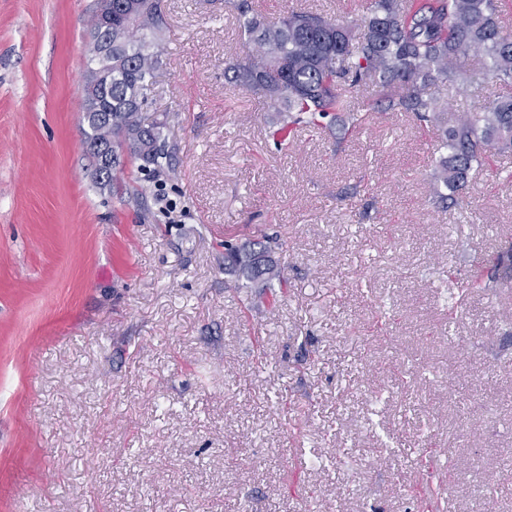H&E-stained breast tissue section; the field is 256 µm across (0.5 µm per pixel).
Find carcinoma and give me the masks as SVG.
<instances>
[{"instance_id": "cac0c4a2", "label": "carcinoma", "mask_w": 512, "mask_h": 512, "mask_svg": "<svg viewBox=\"0 0 512 512\" xmlns=\"http://www.w3.org/2000/svg\"><path fill=\"white\" fill-rule=\"evenodd\" d=\"M512 0H370L359 35L336 19L310 11H291L272 21L252 0H224L236 13L244 43L255 52L225 62L224 78L263 99L283 127L311 124L334 136L352 132L367 120L355 102L376 97L385 111L412 113L437 127L442 154L432 174L447 192L436 190L442 204L453 198L473 166L490 157L512 154V98H503L494 83L512 80V33L504 30L500 5ZM163 31L161 5L153 0L112 2V139L102 130L100 112L83 113L102 144L112 143V164L95 154L101 186L112 183L109 167L125 155L141 159L160 175L169 165L164 124L147 128L138 113L147 107L153 79L164 66L163 38L144 54L129 48L127 23ZM477 84L486 103L466 112L453 127L431 92ZM224 270L268 288L280 278L271 258L270 238L255 231L248 245L224 244ZM512 280V247L490 267L476 272L475 288H494Z\"/></svg>"}]
</instances>
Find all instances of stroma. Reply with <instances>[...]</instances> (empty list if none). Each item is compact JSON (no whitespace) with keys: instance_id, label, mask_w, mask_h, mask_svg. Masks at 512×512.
<instances>
[{"instance_id":"35a3bbf8","label":"stroma","mask_w":512,"mask_h":512,"mask_svg":"<svg viewBox=\"0 0 512 512\" xmlns=\"http://www.w3.org/2000/svg\"><path fill=\"white\" fill-rule=\"evenodd\" d=\"M96 4L0 0V512H421L432 448L436 512H512V282L471 285L512 242V155L442 207L435 127L278 133L224 80V0H163L140 118L171 168L96 188ZM262 4L357 25L368 0ZM256 228L285 243L273 304L224 272Z\"/></svg>"}]
</instances>
